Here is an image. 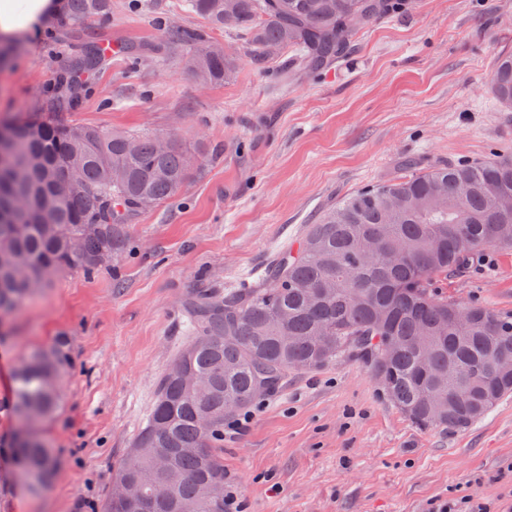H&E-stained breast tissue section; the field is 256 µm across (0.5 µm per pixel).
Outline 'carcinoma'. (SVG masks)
<instances>
[{
	"label": "carcinoma",
	"instance_id": "obj_1",
	"mask_svg": "<svg viewBox=\"0 0 512 512\" xmlns=\"http://www.w3.org/2000/svg\"><path fill=\"white\" fill-rule=\"evenodd\" d=\"M112 0H68L59 27L77 53L59 77L95 70L101 48L90 22ZM215 27L248 37L256 57L291 52L305 66L337 57L355 30L389 15V0H185ZM202 84L234 68L224 47L171 20ZM493 89L512 105V55L497 61ZM0 121V318L58 269L92 274L124 250L132 220L188 183L198 154L156 135L105 131L63 112ZM95 225L92 232L86 225ZM512 245V160L446 164L359 189L327 209L261 282L188 305L193 336L159 379L147 424L115 484L138 485V504L109 494L103 512H224V419L277 393L288 375L343 356L364 360L387 396L422 427L465 428L512 396V315L436 293L472 250ZM72 367L58 337L21 363L13 412L16 478L46 484L55 458L39 433Z\"/></svg>",
	"mask_w": 512,
	"mask_h": 512
}]
</instances>
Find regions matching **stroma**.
<instances>
[{
	"instance_id": "1",
	"label": "stroma",
	"mask_w": 512,
	"mask_h": 512,
	"mask_svg": "<svg viewBox=\"0 0 512 512\" xmlns=\"http://www.w3.org/2000/svg\"><path fill=\"white\" fill-rule=\"evenodd\" d=\"M223 45L236 66L200 85L184 48L166 62L116 52L82 76L73 121L210 146L187 186L142 214L124 253L74 269L0 319V512H100L147 419L159 377L190 338L193 289L259 282L323 210L351 193L439 165L512 159V106L492 89L512 52V0H404L310 73L257 58L236 31L209 28L183 0H112L94 29L135 47L163 44L160 19ZM71 48L56 30L0 67V117L47 109ZM448 298L512 313V246L475 251L438 283ZM71 338L75 372L42 433L52 483L17 482L8 405L20 362ZM224 435V474L247 512H428L471 496L512 512V398L465 429L422 428L357 358L291 375Z\"/></svg>"
}]
</instances>
